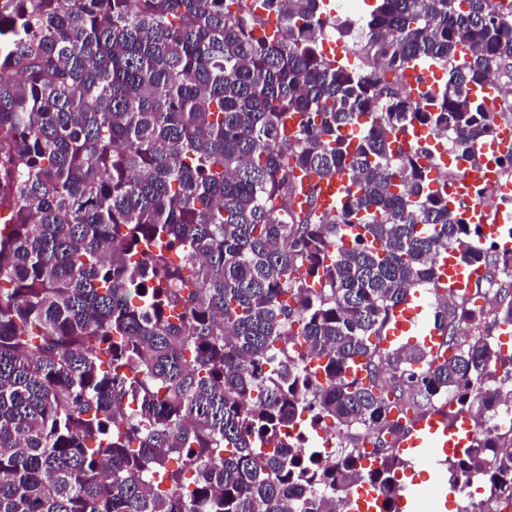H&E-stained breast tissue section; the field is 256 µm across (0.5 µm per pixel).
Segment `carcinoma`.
Returning <instances> with one entry per match:
<instances>
[{
  "instance_id": "1",
  "label": "carcinoma",
  "mask_w": 512,
  "mask_h": 512,
  "mask_svg": "<svg viewBox=\"0 0 512 512\" xmlns=\"http://www.w3.org/2000/svg\"><path fill=\"white\" fill-rule=\"evenodd\" d=\"M353 29L354 63L324 53ZM425 60L448 78L414 96ZM511 67L512 0H0V512H398L390 448L450 395L448 484L512 508V428L483 425L512 279L435 147L399 145L479 165ZM340 173L320 209L302 175ZM450 250L476 289L437 287ZM423 285L441 345H385ZM351 505V512H379L380 499L374 490L364 486L351 498Z\"/></svg>"
}]
</instances>
